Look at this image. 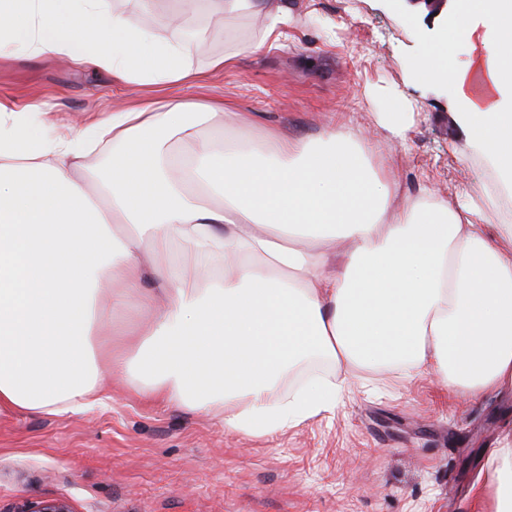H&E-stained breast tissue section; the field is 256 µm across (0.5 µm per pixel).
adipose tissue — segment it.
<instances>
[{
  "mask_svg": "<svg viewBox=\"0 0 512 512\" xmlns=\"http://www.w3.org/2000/svg\"><path fill=\"white\" fill-rule=\"evenodd\" d=\"M207 26L263 20L257 38L226 30L224 53L195 66L171 38H147L109 0H0V56L85 62L148 86L135 105L82 127L33 131L37 103L0 101V414L99 402L96 358L135 373L148 402L218 414L225 431L266 434L336 408L343 392L314 355L347 368L432 367L449 391H512V225L475 223L489 192L401 199L347 125L317 139L266 128L244 138L223 101L172 90L261 53L288 24V0H179ZM482 16L493 39L473 26ZM449 43L426 53L421 82L450 81L469 143L512 176V0H459ZM481 74L484 97L471 90ZM111 142L99 194L78 179L83 147ZM136 323L103 321V302ZM487 512H512V428L488 460Z\"/></svg>",
  "mask_w": 512,
  "mask_h": 512,
  "instance_id": "obj_1",
  "label": "adipose tissue"
}]
</instances>
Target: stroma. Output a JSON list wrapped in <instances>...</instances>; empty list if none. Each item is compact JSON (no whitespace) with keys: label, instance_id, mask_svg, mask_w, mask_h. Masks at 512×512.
<instances>
[{"label":"stroma","instance_id":"1","mask_svg":"<svg viewBox=\"0 0 512 512\" xmlns=\"http://www.w3.org/2000/svg\"><path fill=\"white\" fill-rule=\"evenodd\" d=\"M286 37L178 97L231 100L254 115L246 136L276 126L317 136L330 121L360 127L373 162L391 165L404 193L479 192L491 159L454 119L456 93L419 83L424 15L407 23L385 0H288ZM413 110L405 141L379 123L388 95ZM86 64L15 55L0 60V100L42 102L72 121L136 100ZM334 412L262 436L228 434L210 414L147 403L121 377L105 401L64 414L0 416V512L63 499L73 512H482L474 491L505 426L512 393L448 396L428 369H340Z\"/></svg>","mask_w":512,"mask_h":512}]
</instances>
